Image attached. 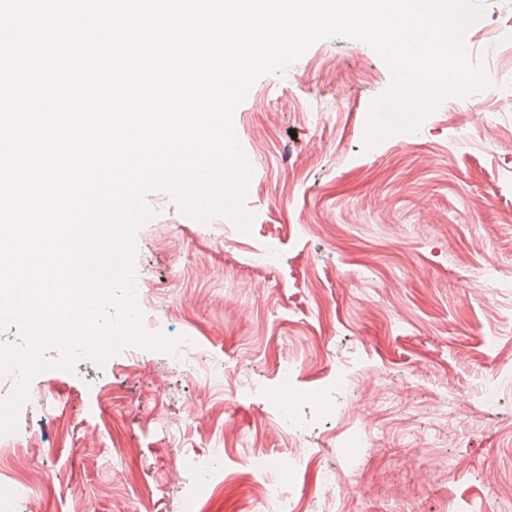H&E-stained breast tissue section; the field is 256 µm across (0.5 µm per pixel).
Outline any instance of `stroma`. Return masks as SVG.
Wrapping results in <instances>:
<instances>
[{
    "mask_svg": "<svg viewBox=\"0 0 512 512\" xmlns=\"http://www.w3.org/2000/svg\"><path fill=\"white\" fill-rule=\"evenodd\" d=\"M485 4L465 41L489 87L445 99L419 132L368 150L367 112L392 80L368 44L324 39L285 74L260 77L233 116L253 170L250 232L222 217L197 223L150 196L158 215L136 234V282L165 315L163 337H196L222 376L205 380L140 347L100 368L82 358L37 375L19 433L35 435L27 453L38 481L56 488L43 512H75L80 495L98 512H140L141 487L103 492L125 467L151 488L155 512H243L256 496L246 445H229L208 500L192 494V462L217 437L256 431L270 458L287 457L262 392L277 384L273 363L289 357L301 361L294 385L316 456L286 482L299 512H330L329 474L353 512H500L512 486V224L501 221L512 212V0ZM268 247L276 266L259 261ZM342 365L403 395L383 416L360 409L375 451L355 470L336 446L339 420L314 401ZM494 379L500 399L488 407L480 390ZM111 439L120 449L107 457ZM490 456L491 482L481 471ZM452 457L465 461L453 472Z\"/></svg>",
    "mask_w": 512,
    "mask_h": 512,
    "instance_id": "35a3bbf8",
    "label": "stroma"
}]
</instances>
